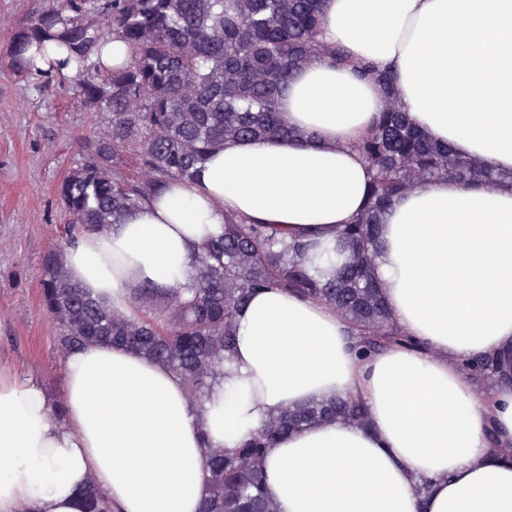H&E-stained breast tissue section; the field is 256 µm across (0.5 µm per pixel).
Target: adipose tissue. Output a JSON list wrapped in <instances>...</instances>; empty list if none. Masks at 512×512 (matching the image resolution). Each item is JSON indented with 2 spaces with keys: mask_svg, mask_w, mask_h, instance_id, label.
<instances>
[{
  "mask_svg": "<svg viewBox=\"0 0 512 512\" xmlns=\"http://www.w3.org/2000/svg\"><path fill=\"white\" fill-rule=\"evenodd\" d=\"M322 30L354 63L393 74L416 127L512 171V0H327ZM281 103L311 139L226 144L193 183L66 246L71 278L120 308L142 284L189 285L194 247L223 232L228 211L334 239L368 202L372 172L353 144L382 89L316 61ZM381 220L377 273L421 348L358 357L333 308L273 289L238 315L201 414L174 373L122 347L69 356L57 399L0 366V512H76L89 482L116 512H198L204 443L234 449L270 413L344 392L364 401L367 428L311 427L266 449L279 512H512V458L494 451L512 444V389L487 408L457 368L512 348V189L424 183Z\"/></svg>",
  "mask_w": 512,
  "mask_h": 512,
  "instance_id": "obj_1",
  "label": "adipose tissue"
}]
</instances>
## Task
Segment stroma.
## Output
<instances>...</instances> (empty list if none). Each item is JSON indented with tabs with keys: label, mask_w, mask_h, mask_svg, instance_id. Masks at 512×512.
Masks as SVG:
<instances>
[{
	"label": "stroma",
	"mask_w": 512,
	"mask_h": 512,
	"mask_svg": "<svg viewBox=\"0 0 512 512\" xmlns=\"http://www.w3.org/2000/svg\"><path fill=\"white\" fill-rule=\"evenodd\" d=\"M92 124L70 95L38 91L0 62V365L40 379L58 395L62 369L41 305L39 269L61 243L55 189L79 160Z\"/></svg>",
	"instance_id": "stroma-1"
}]
</instances>
